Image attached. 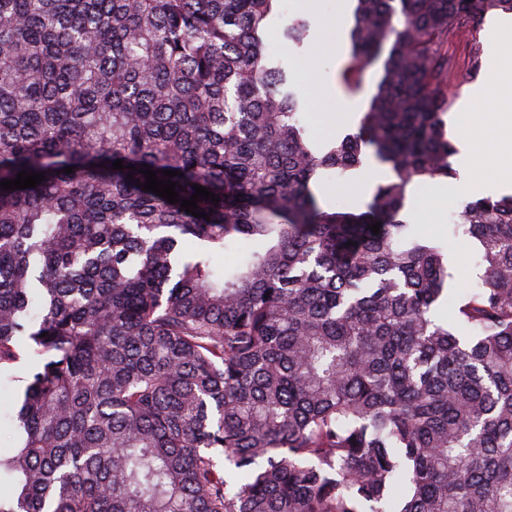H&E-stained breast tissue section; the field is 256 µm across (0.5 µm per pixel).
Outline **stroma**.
I'll return each instance as SVG.
<instances>
[{
  "label": "stroma",
  "instance_id": "obj_1",
  "mask_svg": "<svg viewBox=\"0 0 512 512\" xmlns=\"http://www.w3.org/2000/svg\"><path fill=\"white\" fill-rule=\"evenodd\" d=\"M340 0H317L314 11H307L302 0H283V6L270 24L267 37V51L270 55L283 58L290 67V79L304 99L302 121L312 141L330 143L341 140L354 132L359 114L365 111L383 73L382 60L367 64L362 73L359 88H348L342 80V71L351 59L349 45H342L338 51H331L326 41L323 23L336 17ZM296 15L306 17L308 32L302 49L284 41L280 35L288 20ZM492 22L491 16H484L472 35L456 39L448 44V60L452 66L464 72L463 81L449 80L448 91L453 98L451 112L447 119L449 139H456L454 125L457 112L469 109L483 118H491L494 106L490 98L480 95L479 88L486 74L478 72L466 75L465 69L472 53L487 57V34ZM386 175L385 169H376L373 176H360L352 182L337 181L328 186L325 203L330 207H356L368 201L376 181ZM453 179H436L428 182L412 197L405 214L409 223L425 235L436 237L448 249L449 261L465 256L466 264L460 272L456 286L450 289L449 298H456L459 289L475 281L477 254L467 238L453 235L449 222L455 214V207H438L436 191L453 186Z\"/></svg>",
  "mask_w": 512,
  "mask_h": 512
}]
</instances>
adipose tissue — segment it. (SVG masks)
Segmentation results:
<instances>
[{"label":"adipose tissue","mask_w":512,"mask_h":512,"mask_svg":"<svg viewBox=\"0 0 512 512\" xmlns=\"http://www.w3.org/2000/svg\"><path fill=\"white\" fill-rule=\"evenodd\" d=\"M488 50L491 66L481 88L492 99V119L469 112L459 113L456 125L465 152L461 162L464 176L454 192L439 193L442 205L456 196L483 191L488 187L512 190V18L503 17L492 25Z\"/></svg>","instance_id":"ef3b65f1"}]
</instances>
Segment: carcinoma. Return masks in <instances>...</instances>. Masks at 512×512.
Masks as SVG:
<instances>
[{
	"label": "carcinoma",
	"mask_w": 512,
	"mask_h": 512,
	"mask_svg": "<svg viewBox=\"0 0 512 512\" xmlns=\"http://www.w3.org/2000/svg\"><path fill=\"white\" fill-rule=\"evenodd\" d=\"M278 2L0 0V181L46 176L0 189V374L28 365L0 512H512V195L457 212L445 321L456 274L402 219L456 176L448 40L512 0H355L343 82L384 75L324 147ZM371 164L364 210L324 207Z\"/></svg>",
	"instance_id": "cac0c4a2"
}]
</instances>
